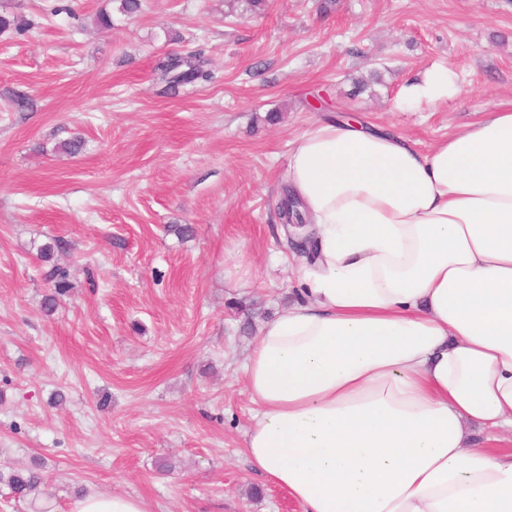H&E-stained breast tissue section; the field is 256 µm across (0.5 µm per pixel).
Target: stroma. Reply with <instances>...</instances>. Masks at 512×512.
Segmentation results:
<instances>
[{
    "instance_id": "stroma-1",
    "label": "stroma",
    "mask_w": 512,
    "mask_h": 512,
    "mask_svg": "<svg viewBox=\"0 0 512 512\" xmlns=\"http://www.w3.org/2000/svg\"><path fill=\"white\" fill-rule=\"evenodd\" d=\"M119 6L0 0L31 23L0 32V470L37 459L47 478L33 504L0 484V512H69L79 490L148 512H300L243 455L242 364L301 289L276 217L291 143L357 114L426 150L512 108V0ZM196 52L212 81L163 93L156 60ZM435 66L460 93L398 106ZM76 136L80 153L59 151ZM51 237L70 287L47 314ZM239 252L246 287L226 273Z\"/></svg>"
}]
</instances>
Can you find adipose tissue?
<instances>
[{
	"label": "adipose tissue",
	"instance_id": "adipose-tissue-1",
	"mask_svg": "<svg viewBox=\"0 0 512 512\" xmlns=\"http://www.w3.org/2000/svg\"><path fill=\"white\" fill-rule=\"evenodd\" d=\"M449 68L405 84L455 96ZM285 179L318 252L245 366L246 459L301 512H512V109L416 148L353 119L302 132ZM70 512H148L91 491Z\"/></svg>",
	"mask_w": 512,
	"mask_h": 512
}]
</instances>
